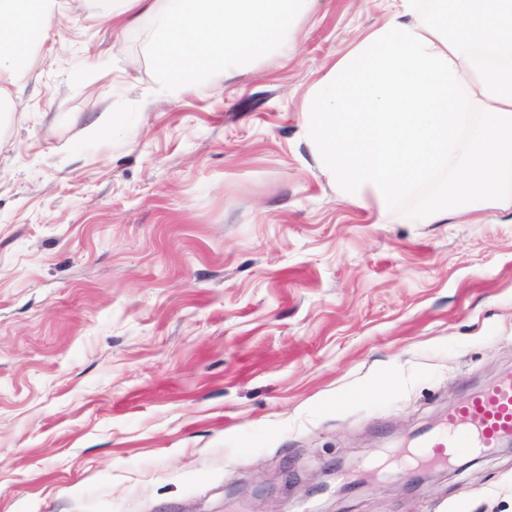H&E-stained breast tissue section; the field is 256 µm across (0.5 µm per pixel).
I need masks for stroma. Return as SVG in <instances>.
I'll use <instances>...</instances> for the list:
<instances>
[{
  "mask_svg": "<svg viewBox=\"0 0 512 512\" xmlns=\"http://www.w3.org/2000/svg\"><path fill=\"white\" fill-rule=\"evenodd\" d=\"M394 9L175 100L149 22L51 34L0 116V512H512L507 448L342 479L512 372V211L378 223L301 137Z\"/></svg>",
  "mask_w": 512,
  "mask_h": 512,
  "instance_id": "obj_1",
  "label": "stroma"
}]
</instances>
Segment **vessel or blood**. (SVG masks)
<instances>
[{
	"mask_svg": "<svg viewBox=\"0 0 512 512\" xmlns=\"http://www.w3.org/2000/svg\"><path fill=\"white\" fill-rule=\"evenodd\" d=\"M512 436V373L450 408L441 425L398 449L407 466L449 464L459 454L492 451Z\"/></svg>",
	"mask_w": 512,
	"mask_h": 512,
	"instance_id": "1",
	"label": "vessel or blood"
}]
</instances>
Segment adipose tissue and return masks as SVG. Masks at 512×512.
Returning <instances> with one entry per match:
<instances>
[{
    "instance_id": "ef3b65f1",
    "label": "adipose tissue",
    "mask_w": 512,
    "mask_h": 512,
    "mask_svg": "<svg viewBox=\"0 0 512 512\" xmlns=\"http://www.w3.org/2000/svg\"><path fill=\"white\" fill-rule=\"evenodd\" d=\"M313 0H0V112L23 114L19 87L40 41L73 16L126 26L155 19L160 90L175 98L214 68L244 73L288 47ZM303 137L347 202L374 199L388 224H437L466 209H512V0H398L315 82ZM418 196L403 215L397 202Z\"/></svg>"
}]
</instances>
